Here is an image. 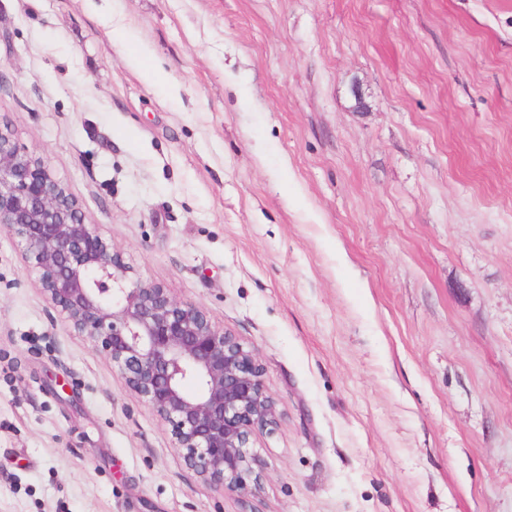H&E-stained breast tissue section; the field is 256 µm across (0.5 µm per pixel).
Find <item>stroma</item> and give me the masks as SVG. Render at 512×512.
I'll use <instances>...</instances> for the list:
<instances>
[{"mask_svg": "<svg viewBox=\"0 0 512 512\" xmlns=\"http://www.w3.org/2000/svg\"><path fill=\"white\" fill-rule=\"evenodd\" d=\"M0 121L281 414L207 485L2 227L0 512H512V0H0Z\"/></svg>", "mask_w": 512, "mask_h": 512, "instance_id": "1", "label": "stroma"}]
</instances>
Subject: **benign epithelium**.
<instances>
[{
	"mask_svg": "<svg viewBox=\"0 0 512 512\" xmlns=\"http://www.w3.org/2000/svg\"><path fill=\"white\" fill-rule=\"evenodd\" d=\"M0 226L63 319L112 362L129 389L171 426L174 447L206 482L257 492L253 436L276 426L254 351L200 307L134 279L48 162L0 126Z\"/></svg>",
	"mask_w": 512,
	"mask_h": 512,
	"instance_id": "1",
	"label": "benign epithelium"
}]
</instances>
